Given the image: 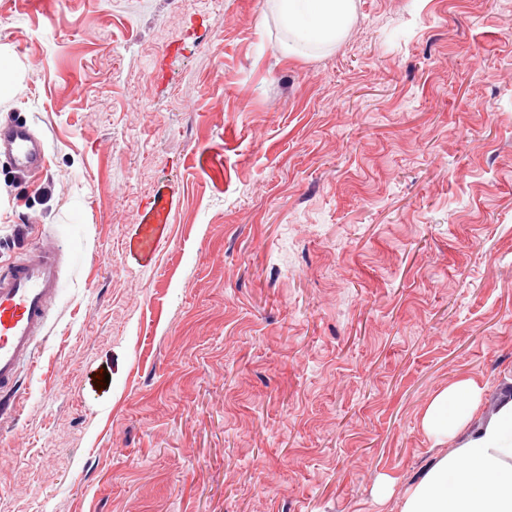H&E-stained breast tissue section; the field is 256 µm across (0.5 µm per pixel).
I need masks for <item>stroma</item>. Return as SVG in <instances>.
I'll return each mask as SVG.
<instances>
[{
    "instance_id": "1",
    "label": "stroma",
    "mask_w": 512,
    "mask_h": 512,
    "mask_svg": "<svg viewBox=\"0 0 512 512\" xmlns=\"http://www.w3.org/2000/svg\"><path fill=\"white\" fill-rule=\"evenodd\" d=\"M354 2L307 60L272 0H0V264L79 257L0 512H401L512 396V0ZM0 154L8 156L16 175L27 178L46 165L44 139L29 125L10 114L0 116ZM478 391L474 384L460 382L448 386L431 402L424 424L436 434H451L463 427L476 409Z\"/></svg>"
}]
</instances>
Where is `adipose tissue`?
I'll use <instances>...</instances> for the list:
<instances>
[{"label": "adipose tissue", "mask_w": 512, "mask_h": 512, "mask_svg": "<svg viewBox=\"0 0 512 512\" xmlns=\"http://www.w3.org/2000/svg\"><path fill=\"white\" fill-rule=\"evenodd\" d=\"M353 0H275L289 52L320 57L345 38ZM474 384H452L431 402L425 426L436 434L463 427L476 409ZM401 512H512V398L475 435L433 459L407 492Z\"/></svg>", "instance_id": "adipose-tissue-1"}]
</instances>
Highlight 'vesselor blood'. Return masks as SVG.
<instances>
[{
  "label": "vessel or blood",
  "mask_w": 512,
  "mask_h": 512,
  "mask_svg": "<svg viewBox=\"0 0 512 512\" xmlns=\"http://www.w3.org/2000/svg\"><path fill=\"white\" fill-rule=\"evenodd\" d=\"M0 154L8 156L19 178L42 171L45 142L29 125L0 117ZM63 258L55 237L27 250L0 272V389L18 391L21 372L45 336L53 302L62 283Z\"/></svg>",
  "instance_id": "obj_1"
}]
</instances>
